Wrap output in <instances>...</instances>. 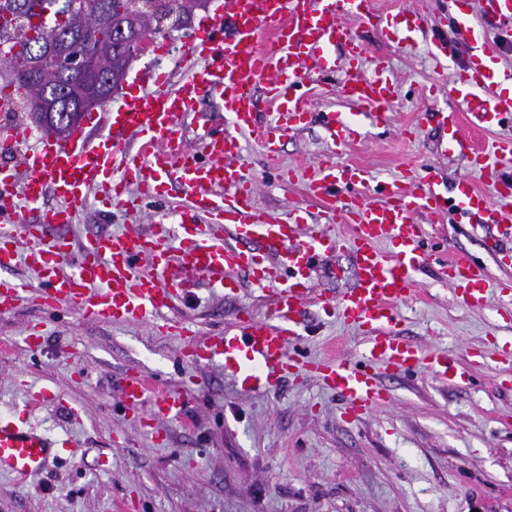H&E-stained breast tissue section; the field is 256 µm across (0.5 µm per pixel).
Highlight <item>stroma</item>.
<instances>
[{"instance_id":"1","label":"stroma","mask_w":512,"mask_h":512,"mask_svg":"<svg viewBox=\"0 0 512 512\" xmlns=\"http://www.w3.org/2000/svg\"><path fill=\"white\" fill-rule=\"evenodd\" d=\"M464 15L485 29L494 67L511 70L512 43L488 30L480 0L449 6L432 0L422 29L394 45L360 18L344 17L345 26L363 38L367 56L385 57L398 104L386 122L371 123L341 92L349 66L344 51L329 49L338 67L306 75L308 121L281 139L275 157H267L248 133L239 135L240 161L258 184L257 203L279 218L295 210L303 223H329L305 192L312 164L327 157L345 174L366 168L379 184L430 175L446 186L465 179L489 192L490 172L469 169L436 144L434 115L453 107L449 91L473 59L457 28ZM207 16L198 10L191 24L166 36L172 56L140 55L128 83L147 90L151 76L162 72L177 80L178 58ZM434 38L446 41L453 55L443 72L427 50ZM325 112L350 123L354 134L347 146L329 137L321 121ZM210 126L232 127L214 97L180 120L190 142ZM288 168L295 169V181L279 183V170ZM186 203L178 186L167 198L143 203L133 216L94 203L66 233L78 239L129 223L172 224ZM413 220L428 233L429 249L467 254L487 270L490 287L481 304L464 305L453 285L424 266L416 274V293L398 308L401 337L451 354L471 371L469 384L424 370L387 376V401L349 422L341 416L340 399L314 380L291 376L270 394L254 395L223 367L182 361L181 352L223 331L238 310L273 319L271 291L255 286L245 272L232 293L195 279L171 311L189 327L185 336L154 334L146 321L93 322L66 308L0 313V417L77 442L59 449L58 460L34 476L19 480L0 471V512H512V389L500 385L512 370L482 364L512 350V260L490 250L492 228L445 212L432 222L418 214ZM353 281L352 258L340 251L323 262L313 291L335 299ZM303 319L307 339L300 351L307 358L333 352L361 361L365 337L359 330L316 304L305 306ZM33 333L41 338L35 352L25 342ZM131 366L146 368L158 390L186 386L194 393L186 422L158 420L166 441L141 431L120 409L119 384ZM41 389L55 403L26 410L28 392ZM69 406L77 417L66 414Z\"/></svg>"}]
</instances>
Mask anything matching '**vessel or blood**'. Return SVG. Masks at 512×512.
Instances as JSON below:
<instances>
[{
    "instance_id": "b4317fda",
    "label": "vessel or blood",
    "mask_w": 512,
    "mask_h": 512,
    "mask_svg": "<svg viewBox=\"0 0 512 512\" xmlns=\"http://www.w3.org/2000/svg\"><path fill=\"white\" fill-rule=\"evenodd\" d=\"M482 4L491 25L512 30V0ZM346 13L368 22L378 18L371 0H222L189 45L177 82L156 77L152 90L128 96L119 110L90 113L87 131L42 140L19 165H1L0 272L22 252L34 279L0 275V308L64 306L97 322L149 319L156 332L181 335L180 321L164 315L173 295L188 293L197 276L234 290L237 272L247 269L259 287L272 289L274 321L238 312L223 333L202 338L185 357L195 363L223 361L225 372L248 392H270L301 369L359 420L386 399L380 375L418 367L435 375L454 371L451 355L399 340L397 306L414 293L421 266H435L442 279L456 284L467 305L482 300L487 273L468 255L443 259L429 252L413 215L451 209L462 217H484L497 229L493 250L512 241V140L498 142L489 156L463 140L454 122L462 116L474 131L493 121L512 123V97L495 92L512 82L511 72L472 67L451 90L455 112L438 115L446 151L471 169L493 170L500 207L490 208L488 198L465 183L445 190L431 178L414 191L399 181L380 185L383 202L370 204L363 194L370 184L366 170L355 169L352 188L344 192L336 164L319 161L306 193L324 214L348 224L343 241L329 225L304 224L296 217L278 220L256 207V186L238 162L242 146L233 132L205 131L196 149L179 133L184 114L214 95L235 129L247 130L267 153H275L277 140L301 124L309 110L297 60L307 57L312 68H321L320 50L341 42L352 59L362 58L360 37L350 36L341 22ZM371 66L370 75L346 76L341 91L380 122L394 104L395 88L384 58H372ZM261 83L275 109L265 123L254 114V91ZM171 183L188 194L179 223L130 224L122 233L89 236L77 246L61 232L53 237L45 232L74 223L93 198L137 214L139 200L161 197ZM49 196L55 205L37 223H28L25 206ZM382 240L391 241L392 249H379ZM345 247L354 261V285L326 307L365 334L363 360L358 365L339 358L302 360L292 351L304 341L301 307L314 298L312 273L324 257ZM192 401L187 391H155L151 376L141 369L122 378L124 414L146 427L180 418ZM55 446L33 428L0 419V467L18 477L42 470Z\"/></svg>"
}]
</instances>
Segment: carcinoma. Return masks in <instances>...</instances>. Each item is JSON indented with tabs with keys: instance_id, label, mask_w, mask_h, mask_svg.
I'll use <instances>...</instances> for the list:
<instances>
[{
	"instance_id": "1",
	"label": "carcinoma",
	"mask_w": 512,
	"mask_h": 512,
	"mask_svg": "<svg viewBox=\"0 0 512 512\" xmlns=\"http://www.w3.org/2000/svg\"><path fill=\"white\" fill-rule=\"evenodd\" d=\"M17 7L8 13H0V48H7L9 68L0 69V92L13 89L20 98L21 110L38 122L46 107L39 104L34 90L48 85H59L66 78L64 64L50 63L43 71L32 73L28 68V45L42 38L50 27L68 41L75 54H93L108 57L112 66L120 68V59L112 54V28L95 25V17L106 14L112 20L126 25L142 18L151 19L156 30L161 24L172 20L171 29L178 30L188 25L193 15L184 11L182 0H84L85 21L75 25L58 15L68 6V0H15Z\"/></svg>"
}]
</instances>
